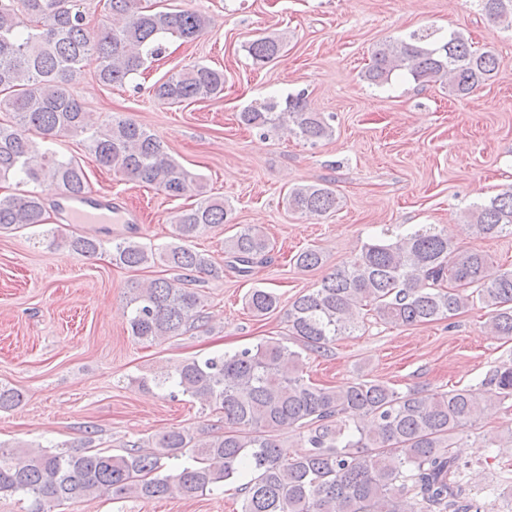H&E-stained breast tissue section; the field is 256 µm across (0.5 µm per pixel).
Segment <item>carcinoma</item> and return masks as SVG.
I'll list each match as a JSON object with an SVG mask.
<instances>
[{"label": "carcinoma", "mask_w": 512, "mask_h": 512, "mask_svg": "<svg viewBox=\"0 0 512 512\" xmlns=\"http://www.w3.org/2000/svg\"><path fill=\"white\" fill-rule=\"evenodd\" d=\"M486 17L512 27V0H481ZM119 23L89 30L84 11L70 0H0V182L24 176L56 192L79 196L88 189L83 166L63 158L42 141L88 135L97 164L170 198L199 201L172 218L175 241L157 250L126 238L114 244L112 263L139 268L161 262L181 272L129 285L131 335L159 342L203 321L204 301L189 287L190 274L219 276L191 242L213 224L232 223L224 201L203 197L200 178L169 156L158 137L129 119L97 125L75 91L78 78L93 67L106 86L123 85L149 58L161 55L160 39L170 34L196 39L208 25L192 10H156L141 0H105ZM285 40L258 35L245 50L265 65L279 58ZM498 70L496 54L472 49L463 34L430 40L413 33L381 44L364 79L380 86L396 71L418 82H441L457 97L470 94ZM224 91V72L195 64L173 74L155 91L158 99L181 103L215 98ZM240 122L263 134H290L311 144L329 140L333 126L307 108L302 95H289L239 114ZM295 213L326 216L339 198L327 185L292 188L286 198ZM480 238L512 236V187L475 203L464 214ZM47 223L45 199L0 195V229ZM60 243L92 257L100 242L92 236H63ZM273 245L262 232L241 227L224 239L227 266L246 277L270 259ZM303 270L323 266L321 249L294 256ZM481 304L488 325L512 336V269L494 266L477 249L422 227L393 239L365 243L349 262L322 278L320 287L297 297L286 312L289 344L264 340L233 354L186 359L174 373L153 379L224 414V430L203 439L170 429L144 448L133 444L122 455L37 448L25 460L0 448V496L24 495L28 512H51L49 505L92 495L139 499L194 498L226 481L243 484L242 512H484L462 497L465 465L451 451L454 435L477 420L487 403L512 398V364L496 367L485 379L488 397L466 388L445 392L410 389L358 377L337 388L304 379L303 353H324L350 335L367 315L394 326L449 319ZM277 297L252 288L245 305L256 316L277 309ZM23 395L0 385V409L17 406ZM284 430L302 434L309 451L290 457L279 443ZM187 457L192 464L162 473L164 460Z\"/></svg>", "instance_id": "carcinoma-1"}]
</instances>
